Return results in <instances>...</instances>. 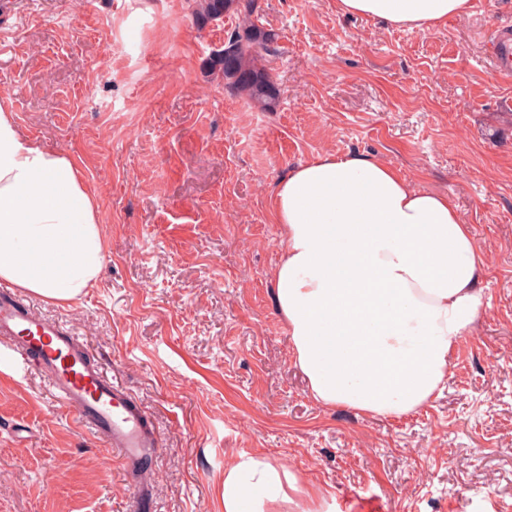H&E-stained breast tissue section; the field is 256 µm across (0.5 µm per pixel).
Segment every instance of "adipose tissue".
I'll return each mask as SVG.
<instances>
[{"label":"adipose tissue","instance_id":"1","mask_svg":"<svg viewBox=\"0 0 512 512\" xmlns=\"http://www.w3.org/2000/svg\"><path fill=\"white\" fill-rule=\"evenodd\" d=\"M469 0H338L342 14L421 31ZM97 202L62 151L21 138L0 105V281L69 303L98 280ZM285 247L272 279L312 398L381 417L427 404L484 310L485 258L452 198L383 161L326 153L299 163L272 195ZM294 473L242 456L224 472V512H282L304 496Z\"/></svg>","mask_w":512,"mask_h":512}]
</instances>
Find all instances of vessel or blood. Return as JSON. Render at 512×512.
Instances as JSON below:
<instances>
[{
  "instance_id": "obj_1",
  "label": "vessel or blood",
  "mask_w": 512,
  "mask_h": 512,
  "mask_svg": "<svg viewBox=\"0 0 512 512\" xmlns=\"http://www.w3.org/2000/svg\"><path fill=\"white\" fill-rule=\"evenodd\" d=\"M490 55L499 76L512 78V30L497 33ZM0 341L49 383L63 408L119 453L127 473L155 454L157 431L126 388L90 359L69 327L39 314L6 286L0 288Z\"/></svg>"
}]
</instances>
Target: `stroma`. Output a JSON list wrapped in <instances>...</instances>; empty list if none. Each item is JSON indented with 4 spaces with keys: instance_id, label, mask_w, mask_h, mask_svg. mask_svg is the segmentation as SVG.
Listing matches in <instances>:
<instances>
[{
    "instance_id": "obj_1",
    "label": "stroma",
    "mask_w": 512,
    "mask_h": 512,
    "mask_svg": "<svg viewBox=\"0 0 512 512\" xmlns=\"http://www.w3.org/2000/svg\"><path fill=\"white\" fill-rule=\"evenodd\" d=\"M277 33L270 108L205 77L241 26L193 0H0V102L65 151L98 202L105 266L71 327L160 433L148 485L35 370L0 363V512H224V471L258 454L336 512H512V81L488 43L512 0L430 30L258 0ZM323 153L381 159L456 202L480 245L485 312L439 395L398 418L315 403L274 297L275 185Z\"/></svg>"
}]
</instances>
